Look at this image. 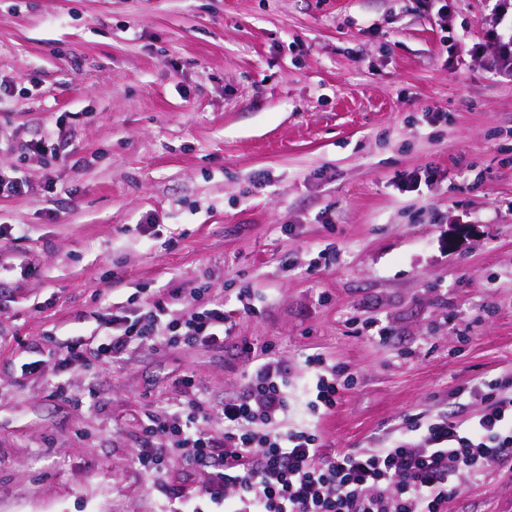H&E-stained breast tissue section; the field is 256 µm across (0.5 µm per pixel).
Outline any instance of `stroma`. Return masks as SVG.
<instances>
[{"mask_svg":"<svg viewBox=\"0 0 512 512\" xmlns=\"http://www.w3.org/2000/svg\"><path fill=\"white\" fill-rule=\"evenodd\" d=\"M488 13L0 0V169L27 183L0 195V225L26 227L0 238V512H169L206 475L175 454L145 474L148 416L223 403L267 345L288 367L286 426L329 451L482 411L485 383L512 373V82L491 67ZM56 127L57 155L37 151ZM199 286L235 313L223 346L87 370L48 355L112 303ZM317 354L353 379L323 417ZM24 358L40 372L22 377ZM450 512H512V462Z\"/></svg>","mask_w":512,"mask_h":512,"instance_id":"obj_1","label":"stroma"}]
</instances>
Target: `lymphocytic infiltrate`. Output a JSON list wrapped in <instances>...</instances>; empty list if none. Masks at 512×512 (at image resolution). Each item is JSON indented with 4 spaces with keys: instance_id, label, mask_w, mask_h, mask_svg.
Wrapping results in <instances>:
<instances>
[{
    "instance_id": "obj_1",
    "label": "lymphocytic infiltrate",
    "mask_w": 512,
    "mask_h": 512,
    "mask_svg": "<svg viewBox=\"0 0 512 512\" xmlns=\"http://www.w3.org/2000/svg\"><path fill=\"white\" fill-rule=\"evenodd\" d=\"M490 35L497 45L496 73L512 81V0H492ZM183 307L170 318V302ZM233 327L229 311L208 289L166 288L154 301L114 303L100 329L88 339L57 349L66 369L118 361L135 344L172 345L181 341L220 346ZM313 373L310 405L331 413L339 399L342 369L321 356L305 360ZM486 407L474 417L451 412L427 423L411 422L385 448L326 451L307 428H288V369L263 349L237 395L215 411L222 432L205 423L214 411L193 404L182 411L150 416L136 458L145 473L159 477L174 439L183 463L206 472L182 512H199L207 501L224 512H448L460 477L482 480L496 465L512 459V396L497 385L484 395Z\"/></svg>"
}]
</instances>
